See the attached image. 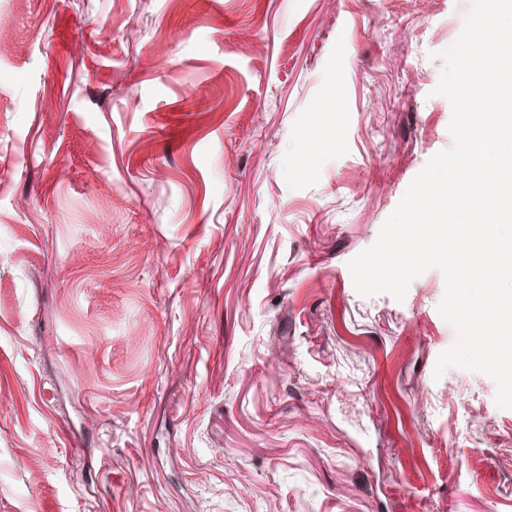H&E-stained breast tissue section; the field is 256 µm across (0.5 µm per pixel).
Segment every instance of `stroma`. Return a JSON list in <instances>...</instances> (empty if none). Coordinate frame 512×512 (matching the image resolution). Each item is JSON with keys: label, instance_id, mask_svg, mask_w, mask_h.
Returning <instances> with one entry per match:
<instances>
[{"label": "stroma", "instance_id": "1", "mask_svg": "<svg viewBox=\"0 0 512 512\" xmlns=\"http://www.w3.org/2000/svg\"><path fill=\"white\" fill-rule=\"evenodd\" d=\"M472 4L0 0V512H512L441 271L349 269Z\"/></svg>", "mask_w": 512, "mask_h": 512}]
</instances>
